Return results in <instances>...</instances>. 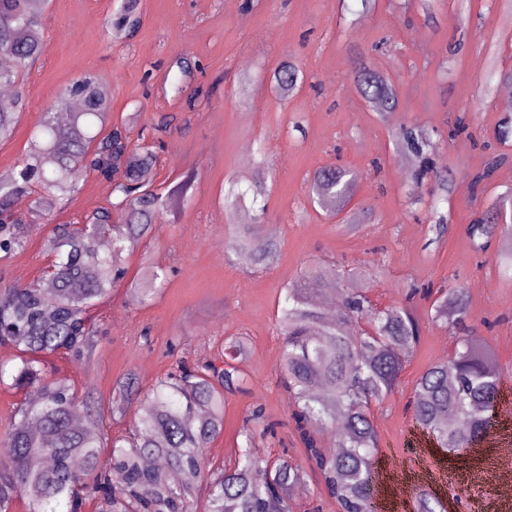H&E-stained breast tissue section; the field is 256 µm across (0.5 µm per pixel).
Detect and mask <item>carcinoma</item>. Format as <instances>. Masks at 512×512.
<instances>
[{"label":"carcinoma","mask_w":512,"mask_h":512,"mask_svg":"<svg viewBox=\"0 0 512 512\" xmlns=\"http://www.w3.org/2000/svg\"><path fill=\"white\" fill-rule=\"evenodd\" d=\"M47 0H0V53L12 65L0 68L3 85L24 84L31 66L47 51L43 16ZM139 0H121L111 24L131 30L140 23ZM361 95L374 111L387 116L399 111L390 79L370 68L362 58L351 60ZM188 70L167 76L164 84L174 95L186 92ZM282 99L298 93L304 84L300 67L281 64L272 75ZM112 94L98 75L77 78L42 112L30 136L22 169L0 181V253L11 256L26 249L30 221L15 211L20 196L31 199L30 215H45L80 190L93 173L112 183V199L85 220L87 230L112 225L111 248L103 253L86 249L87 237L70 225L58 224L49 239L54 256L51 280L7 288L0 303V345L15 351L14 363L0 361V388L40 391L36 401L13 406L3 437L6 452L0 459V512H13L17 501L28 512H293L292 487L304 479L302 468L286 458L270 461L255 448L261 410L252 411V426L243 429L245 446L230 467L207 463V449L224 430V394L243 391L249 379L232 364L245 350L242 338L224 339L221 362L203 360L188 366L183 360L141 393L135 375L118 380L112 391V410L78 399L71 384L52 376L47 360L66 355L85 360L102 337L91 310L112 295L125 276L124 254L153 236L163 215L186 194L188 183L163 195L145 183L157 162L161 138L150 145L131 146L125 128L112 124ZM24 94L0 109V142L11 139L21 119ZM396 145L418 162L416 178L434 180L431 228L435 239L448 229V214L439 205L448 202L452 179L433 169L427 134L412 125L394 132ZM509 162V155L489 153L472 181L490 180ZM354 184L349 171L338 166L318 168L309 180L312 202L332 215L349 203ZM262 175L236 177L224 187V212L252 205L256 223L238 228L231 246L240 263L269 268L278 245L258 240L257 222L266 213ZM512 205V190L502 193L487 213L468 227L472 238L498 235L512 238V224L499 223L496 210ZM340 270L316 264L299 281L284 289L279 327L285 389L293 401V416L309 459L320 472L319 491L336 499L340 512H372L370 486L377 464L378 435L370 405L393 394L400 384L404 355L417 345L420 329L410 311L401 306H373L363 271L348 274L336 319L328 320L318 300L320 289L341 281ZM167 274L144 264L142 281L133 290L144 302L164 284ZM434 318L448 329H463L468 299L460 288H450L432 304ZM507 373L495 365L489 346L473 336H459L446 361L428 367L413 389V420L433 433L440 447L458 453L480 440L498 407ZM134 408L128 432L109 436L112 420ZM341 423L337 452L318 445L316 434ZM112 448L109 457L101 449ZM150 456L165 460L147 467Z\"/></svg>","instance_id":"1"}]
</instances>
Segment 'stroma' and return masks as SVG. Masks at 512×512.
Returning a JSON list of instances; mask_svg holds the SVG:
<instances>
[{
  "label": "stroma",
  "mask_w": 512,
  "mask_h": 512,
  "mask_svg": "<svg viewBox=\"0 0 512 512\" xmlns=\"http://www.w3.org/2000/svg\"><path fill=\"white\" fill-rule=\"evenodd\" d=\"M403 2L375 0L366 7L361 0H140L138 31L116 41L107 20L120 0H48L43 17L47 51L24 83L27 106L13 139L0 143V173H16L44 108L85 73L109 85L112 119L127 121L131 143L151 138L152 124L173 116L147 179L164 194L185 180L190 186L153 238L127 252L125 280L93 310L107 335L89 366L58 356L50 362L79 396L105 404L113 383L126 373H134L145 391L171 370L175 356L191 362L210 358L225 336L244 334L248 350L236 365L251 384L246 392L226 395L224 432L207 456L217 464H233L244 445L245 418L262 407L275 433L257 439V448L287 457L310 473L292 495L294 512H339L336 501L318 491L313 465L294 431L292 402L280 384L278 299L309 264L339 261L368 269L373 303L412 305L420 321L419 343L405 358L398 390L372 406L380 457L412 462L408 439L417 436L430 460L425 489L445 512H474L475 501L493 500L494 487L475 481L442 484L439 476L462 471L475 477L507 450L495 442L478 453L451 454L413 422L408 402L414 385L428 366L453 350L455 338L432 319L431 298L411 299L407 292L423 284L463 288L472 333L492 348L500 368H512V279L493 260L504 241L491 238L483 251L468 233L476 212L512 188V163L487 186H474L470 179L486 156L485 142L512 155V136L497 137L500 123L512 112L496 95L481 106L469 105L488 77L486 44L501 47L497 71H512V23L485 0H436L433 23L421 9H404ZM341 14L348 20L342 27L336 24ZM468 16L478 18V26L464 27ZM382 39L388 42L386 51H374ZM460 39L467 43L465 51L452 66H444L449 45ZM356 52L372 68L393 76L400 110L390 122L381 121L354 89L350 58ZM179 60L192 71L188 88L198 92L196 103L160 91ZM285 60L299 64L307 80L288 100L279 99L271 84L274 69ZM464 108L469 130L447 142L448 123ZM403 124L430 134L434 164L452 175L451 224L438 242L427 220L429 186L415 182L403 155L394 150L393 132ZM261 144L267 152V212L257 236L276 241L279 256L271 268L257 271L237 263L229 249L235 224L254 213L245 208L226 219L224 183L253 172L241 148ZM376 159L381 162L377 170L372 167ZM330 163L356 175L348 208L369 211V223L343 226L310 203L308 180ZM111 190L108 181L87 176L77 194L37 221L25 251L0 259V289L37 280L54 225L83 220L106 204ZM146 261L169 277L153 299L141 304L133 300L130 285L140 280Z\"/></svg>",
  "instance_id": "stroma-1"
}]
</instances>
